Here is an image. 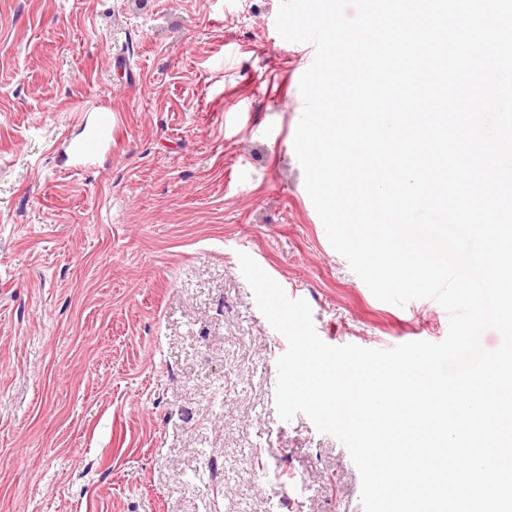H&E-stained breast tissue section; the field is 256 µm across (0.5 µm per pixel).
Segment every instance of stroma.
Instances as JSON below:
<instances>
[{
	"mask_svg": "<svg viewBox=\"0 0 512 512\" xmlns=\"http://www.w3.org/2000/svg\"><path fill=\"white\" fill-rule=\"evenodd\" d=\"M280 0H0V512H362L347 448L280 420L286 339L238 255L329 345L440 342L330 245L294 151L309 44ZM111 154L67 170L90 102Z\"/></svg>",
	"mask_w": 512,
	"mask_h": 512,
	"instance_id": "obj_1",
	"label": "stroma"
}]
</instances>
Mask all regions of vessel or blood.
<instances>
[{
	"mask_svg": "<svg viewBox=\"0 0 512 512\" xmlns=\"http://www.w3.org/2000/svg\"><path fill=\"white\" fill-rule=\"evenodd\" d=\"M79 119L85 131L84 136L69 143L71 168L80 171L91 167L101 156L112 151V127L115 116L111 106L94 101L80 113Z\"/></svg>",
	"mask_w": 512,
	"mask_h": 512,
	"instance_id": "b4317fda",
	"label": "vessel or blood"
}]
</instances>
